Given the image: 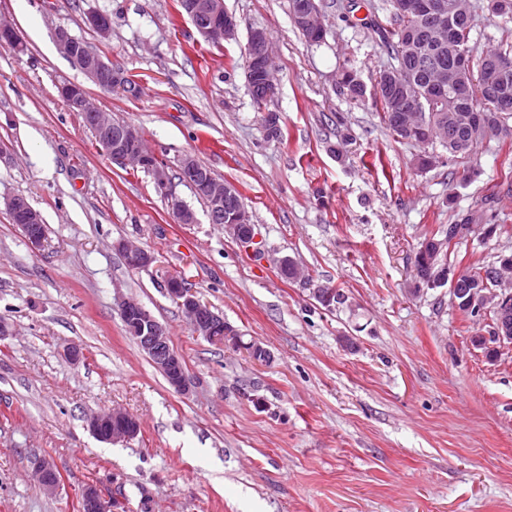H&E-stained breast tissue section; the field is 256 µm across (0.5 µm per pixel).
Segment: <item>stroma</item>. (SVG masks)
Segmentation results:
<instances>
[{"mask_svg":"<svg viewBox=\"0 0 512 512\" xmlns=\"http://www.w3.org/2000/svg\"><path fill=\"white\" fill-rule=\"evenodd\" d=\"M319 4L324 36L310 43L289 0H224L237 37L213 44L176 0H0L23 42L0 47V320L11 329L0 340V512H79L91 483L114 512H512V347L486 360L470 340L490 319L459 311L449 287L412 291L419 243L456 215L506 231L451 246L453 267L512 253V136L457 162L434 146L440 162L417 169L424 145L394 138L372 96L352 99L340 84L349 69L373 85L392 65L371 29L388 23L389 0ZM471 5L478 50L512 33L485 0ZM93 12L112 22L102 54L141 92L90 95L141 130L195 223L176 221L150 174L102 153L58 94L86 78L53 32L96 43ZM256 28L273 50L275 90L262 110L245 75ZM267 111L283 140L268 138ZM186 154L237 187L251 246L209 222L177 176ZM14 195L44 218L41 252L9 219ZM122 239L154 263L130 270ZM284 256L304 278L280 276ZM170 274L270 362L194 335L163 288ZM325 284L346 304L321 306L314 290ZM121 295L166 326L189 394L126 333ZM71 346L80 363L65 358ZM115 406L141 420L129 443L86 428ZM42 456L61 475L58 495L32 474Z\"/></svg>","mask_w":512,"mask_h":512,"instance_id":"35a3bbf8","label":"stroma"}]
</instances>
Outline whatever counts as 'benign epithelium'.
<instances>
[{
    "label": "benign epithelium",
    "instance_id": "obj_1",
    "mask_svg": "<svg viewBox=\"0 0 512 512\" xmlns=\"http://www.w3.org/2000/svg\"><path fill=\"white\" fill-rule=\"evenodd\" d=\"M405 6L413 11L419 21V33L431 43H448L450 50L448 67L437 68L429 83L422 87L416 84L407 73L399 68H388L384 80L401 90L403 100L417 108L423 104L434 106L446 100L448 94L462 91L467 87V76L472 70L473 53L460 38L459 29L447 20L461 21L472 16L469 0H404ZM185 12L196 31L208 42L219 44L233 39L237 33L235 17L224 8V0H187ZM294 21L299 28L315 35L323 32L320 12L304 5L297 8ZM88 25L95 31L99 42L106 43L112 34L111 22L92 13L87 17ZM58 50L77 66L84 76L93 84L103 83L102 77H110L112 87H119L129 95L136 93L137 84L129 76L113 67L104 57L86 48L78 52L76 39L67 30L60 28L55 33ZM246 52L249 57L246 76L248 83L257 89L264 99L274 93V87L265 79V70L271 63V51L266 33L254 29L248 35ZM512 67L505 60L491 59L487 66V81L492 90L498 93L501 109L508 112L512 100L508 91L501 88L500 80ZM59 93L79 112L90 120L91 127L97 135L100 149L112 161L130 166L136 170L147 165L151 168L156 191L167 200L170 209L182 224L195 223L193 211L172 193L167 164L152 152L144 151L142 133L131 125L112 131V116L95 106L86 87L81 84L68 83L59 87ZM401 128L408 131L417 126L428 127L426 141L429 143L448 142L446 128L435 122L427 121L421 113L414 111L404 117ZM182 182L194 187L209 199V220L224 224L225 231L237 242L249 244L254 239V225L250 222L248 211L237 208L230 222H225L224 204L236 197V187L210 172L204 171L196 159L185 155L179 162ZM5 208L9 217L21 222L19 229L32 252L37 253L45 247L46 238L41 233V216L21 196L6 200ZM454 239L487 238V229L483 224H458L452 229ZM115 248L122 254L126 265L132 270L149 267L154 255L145 248L120 241ZM464 277L460 271L453 273L442 266L425 278L429 288L450 285V293L457 291L459 281ZM164 284L169 297L175 301L185 314L193 333L214 343L225 341L237 342V331L224 317L213 311L209 305L201 302L191 289L183 287L181 278L169 275ZM467 311L480 317L488 312L495 314V334L492 338L474 336L471 345L477 349L499 350L512 345V291L506 287L491 290V294L475 290L466 293L463 299ZM119 314L127 326L135 333V340L151 362L158 368L168 383L178 392L186 393L190 382L186 373L183 357L171 346L166 328L140 303L122 299L119 301ZM494 343H489V340ZM88 429L98 441L108 444L127 443L135 439L141 426L137 417L127 411L112 409L96 414L88 420ZM35 475L43 489L56 494L61 488V477L53 461L40 457L34 463ZM80 512H112V500L107 498L95 485L85 487L80 495Z\"/></svg>",
    "mask_w": 512,
    "mask_h": 512
}]
</instances>
